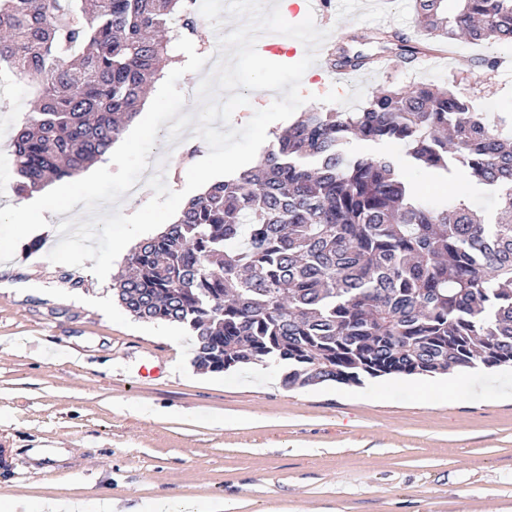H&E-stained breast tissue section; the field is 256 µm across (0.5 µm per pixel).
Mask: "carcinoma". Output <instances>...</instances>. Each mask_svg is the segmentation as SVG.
Returning <instances> with one entry per match:
<instances>
[{
  "instance_id": "carcinoma-1",
  "label": "carcinoma",
  "mask_w": 512,
  "mask_h": 512,
  "mask_svg": "<svg viewBox=\"0 0 512 512\" xmlns=\"http://www.w3.org/2000/svg\"><path fill=\"white\" fill-rule=\"evenodd\" d=\"M415 3L419 39L371 36L400 59L512 41V0ZM199 22L191 0H0V71L37 85L11 140L16 195L103 159ZM353 141L406 143L413 165L491 191L496 219L461 196L428 202L396 159L352 155ZM112 294L184 328L199 369L270 364L288 388L508 367L512 112L425 84L381 88L354 112L309 109L138 243Z\"/></svg>"
}]
</instances>
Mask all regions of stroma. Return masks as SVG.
<instances>
[{"label": "stroma", "mask_w": 512, "mask_h": 512, "mask_svg": "<svg viewBox=\"0 0 512 512\" xmlns=\"http://www.w3.org/2000/svg\"><path fill=\"white\" fill-rule=\"evenodd\" d=\"M347 0L328 25L369 75L340 79L308 68L303 96L363 85L457 80L477 111L512 112V43L458 42L454 57L382 69L368 42L377 25L416 35L414 0ZM33 87L0 86V209L18 205L9 142L31 109ZM388 153L426 197L446 201L444 178L407 165L403 143H354ZM208 152L159 128L149 163L165 161L171 190ZM54 226L28 235L0 263V499L111 498L115 512L145 500L168 512H512V369L368 379L359 386L286 388L272 366L225 373L194 365V341L164 322L138 320L112 298V282L50 263Z\"/></svg>", "instance_id": "1"}]
</instances>
